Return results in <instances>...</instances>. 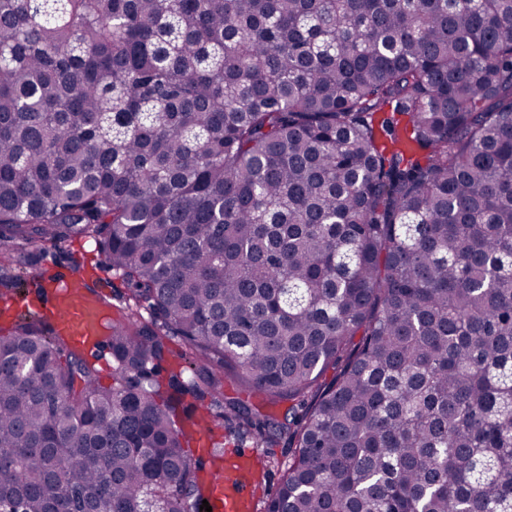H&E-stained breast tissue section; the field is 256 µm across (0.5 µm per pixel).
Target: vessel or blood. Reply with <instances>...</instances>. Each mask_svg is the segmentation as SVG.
I'll use <instances>...</instances> for the list:
<instances>
[{
  "mask_svg": "<svg viewBox=\"0 0 512 512\" xmlns=\"http://www.w3.org/2000/svg\"><path fill=\"white\" fill-rule=\"evenodd\" d=\"M49 304L58 328L85 350H92L95 338L106 327L108 313L106 306L85 289L77 270H69L57 281ZM255 455L252 449L235 453L229 474L214 481L215 498L223 503L224 512H251L250 474Z\"/></svg>",
  "mask_w": 512,
  "mask_h": 512,
  "instance_id": "obj_1",
  "label": "vessel or blood"
}]
</instances>
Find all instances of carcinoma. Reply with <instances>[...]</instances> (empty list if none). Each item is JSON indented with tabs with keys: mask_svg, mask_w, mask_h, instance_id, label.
<instances>
[{
	"mask_svg": "<svg viewBox=\"0 0 512 512\" xmlns=\"http://www.w3.org/2000/svg\"><path fill=\"white\" fill-rule=\"evenodd\" d=\"M75 236L112 382L0 332V512H202L188 394L264 512H512V0H0V288ZM215 416V421L204 436L205 443L198 440L199 436H195V440L191 443V447L187 448L193 458H200L203 464V470L200 472L202 479H208L214 468V452L222 454L227 459V453L236 452L243 445L255 446L250 439L238 438L233 433H229L224 428V419L216 415V410H210ZM216 446V448H214ZM258 457L256 465L258 471H262V461L268 460L267 467L263 470L266 472L264 477L254 484L255 509L253 512H263L264 503L273 497L278 489L280 479L288 463V450L282 445L274 448H256ZM252 448L244 452H236L229 461L231 470L229 474L224 472V480L217 479L212 481L214 486L215 498L217 504L222 510L224 502L225 512H248L253 509V501L250 493V474L251 462L257 450ZM236 481V484H235Z\"/></svg>",
	"mask_w": 512,
	"mask_h": 512,
	"instance_id": "1",
	"label": "carcinoma"
}]
</instances>
